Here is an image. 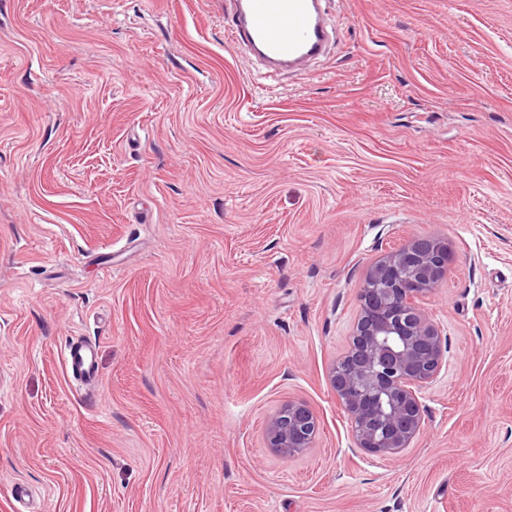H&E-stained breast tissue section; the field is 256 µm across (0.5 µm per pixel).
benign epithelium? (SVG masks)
<instances>
[{
	"label": "benign epithelium",
	"mask_w": 512,
	"mask_h": 512,
	"mask_svg": "<svg viewBox=\"0 0 512 512\" xmlns=\"http://www.w3.org/2000/svg\"><path fill=\"white\" fill-rule=\"evenodd\" d=\"M447 267L445 243L415 238L379 257L365 273L349 347L329 371L358 448L394 457L421 432L420 394L448 351L421 300ZM318 433L317 416L300 400L280 404L264 425L266 448L282 460L314 447Z\"/></svg>",
	"instance_id": "7a95c632"
}]
</instances>
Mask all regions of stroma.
<instances>
[{
    "label": "stroma",
    "mask_w": 512,
    "mask_h": 512,
    "mask_svg": "<svg viewBox=\"0 0 512 512\" xmlns=\"http://www.w3.org/2000/svg\"><path fill=\"white\" fill-rule=\"evenodd\" d=\"M330 18L271 79L224 0H0V512L18 483L36 512H512V0ZM413 237L448 245V353L388 459L328 374ZM289 399L320 434L285 461ZM96 354V344L80 340L66 344L63 349L66 371L84 392H92L98 384ZM319 426L317 416L305 402L284 401L265 421L266 448L282 460L302 455L314 447Z\"/></svg>",
    "instance_id": "35a3bbf8"
}]
</instances>
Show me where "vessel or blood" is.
<instances>
[{
	"label": "vessel or blood",
	"mask_w": 512,
	"mask_h": 512,
	"mask_svg": "<svg viewBox=\"0 0 512 512\" xmlns=\"http://www.w3.org/2000/svg\"><path fill=\"white\" fill-rule=\"evenodd\" d=\"M229 37L271 71L295 70L322 56L330 40L326 0H225ZM96 345L66 344L63 362L79 389L98 384Z\"/></svg>",
	"instance_id": "1"
}]
</instances>
